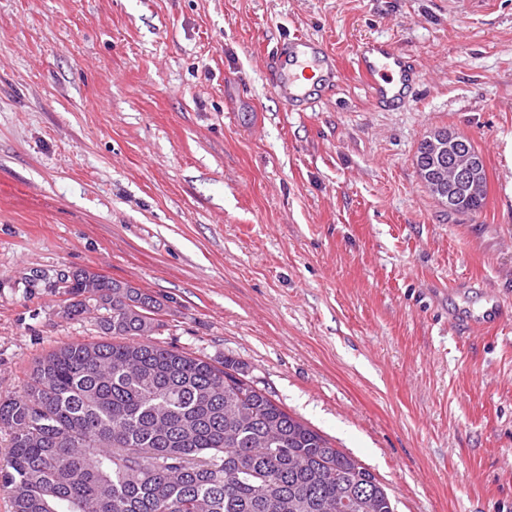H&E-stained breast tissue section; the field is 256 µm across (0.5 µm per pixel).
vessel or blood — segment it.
<instances>
[{
    "label": "vessel or blood",
    "mask_w": 512,
    "mask_h": 512,
    "mask_svg": "<svg viewBox=\"0 0 512 512\" xmlns=\"http://www.w3.org/2000/svg\"><path fill=\"white\" fill-rule=\"evenodd\" d=\"M356 66L367 97L382 111H395L409 102L420 81L415 60L388 40L362 42ZM269 75L285 111L307 112L334 94L340 68L323 41L297 35L282 41ZM448 319L463 336L496 330L512 321V303L493 292L480 308L450 310Z\"/></svg>",
    "instance_id": "vessel-or-blood-1"
}]
</instances>
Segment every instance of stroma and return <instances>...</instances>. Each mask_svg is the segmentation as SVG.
I'll return each mask as SVG.
<instances>
[{"mask_svg":"<svg viewBox=\"0 0 512 512\" xmlns=\"http://www.w3.org/2000/svg\"><path fill=\"white\" fill-rule=\"evenodd\" d=\"M293 34L341 67L310 112L266 78ZM368 38L420 68L397 111ZM441 129L483 158L477 213L418 173ZM72 271L161 301L159 345L242 363L394 512H512V325L448 324L451 284L512 296V0H0V396L99 340L60 315ZM356 66L375 108L395 111L410 101L420 81L415 60L389 40L368 39L357 50Z\"/></svg>","mask_w":512,"mask_h":512,"instance_id":"stroma-1","label":"stroma"}]
</instances>
